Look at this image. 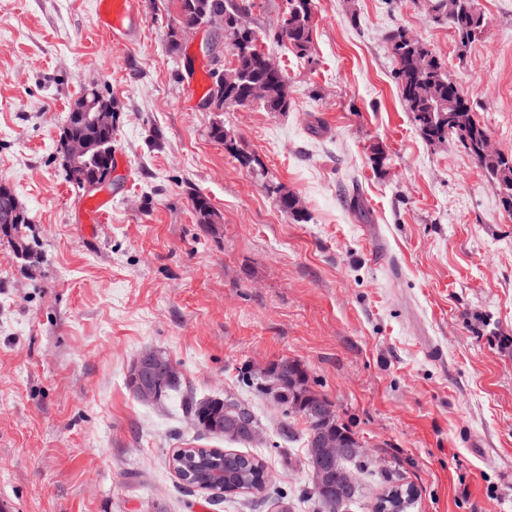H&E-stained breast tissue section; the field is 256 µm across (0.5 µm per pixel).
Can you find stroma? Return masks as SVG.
I'll return each mask as SVG.
<instances>
[{
    "label": "stroma",
    "mask_w": 512,
    "mask_h": 512,
    "mask_svg": "<svg viewBox=\"0 0 512 512\" xmlns=\"http://www.w3.org/2000/svg\"><path fill=\"white\" fill-rule=\"evenodd\" d=\"M467 49L424 0H315L300 59L264 49L290 106L205 109L208 46L179 50L172 0H134L113 40L95 0H0V181L26 207L43 255L0 238V512H314L304 440L245 387L252 362L299 361L362 443L372 469L350 512H370L398 467L410 512H512V213L459 142L422 138L387 36L426 44L512 156V0H477ZM111 99L109 215L65 177L56 146L83 88ZM223 121L235 150L215 142ZM381 150L383 164L373 161ZM216 213L198 223L190 191ZM300 197L304 221L276 205ZM158 349L196 398L254 411L271 475L263 493L184 485L179 448H219L178 400L136 399L134 359Z\"/></svg>",
    "instance_id": "35a3bbf8"
}]
</instances>
